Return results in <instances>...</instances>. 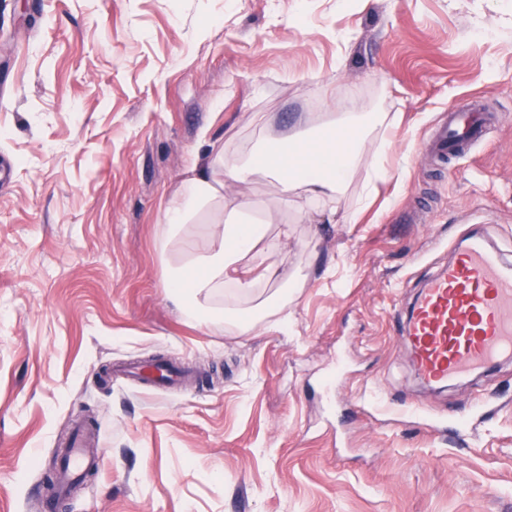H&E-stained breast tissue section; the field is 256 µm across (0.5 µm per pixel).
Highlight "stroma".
<instances>
[{"instance_id": "stroma-1", "label": "stroma", "mask_w": 512, "mask_h": 512, "mask_svg": "<svg viewBox=\"0 0 512 512\" xmlns=\"http://www.w3.org/2000/svg\"><path fill=\"white\" fill-rule=\"evenodd\" d=\"M0 512H512V359L423 383L400 321L462 235L512 266V0H0ZM340 99L388 113L331 224L264 178L294 288L241 333L183 321L159 219L205 139L238 155ZM501 116L427 154L449 111ZM160 357L190 384L104 371ZM99 466L43 476L72 427ZM392 149V142L384 135L379 138L378 147L372 156L367 167V175L364 184V191L359 199V207L362 208L364 203L370 197L374 185L382 180L387 171V156Z\"/></svg>"}]
</instances>
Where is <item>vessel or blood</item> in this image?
I'll return each mask as SVG.
<instances>
[{"label": "vessel or blood", "instance_id": "1", "mask_svg": "<svg viewBox=\"0 0 512 512\" xmlns=\"http://www.w3.org/2000/svg\"><path fill=\"white\" fill-rule=\"evenodd\" d=\"M492 123L470 107L449 113L431 147L444 154L476 145ZM455 252V259L420 290L402 326L414 349L415 369L428 383L444 384L512 355V269L475 237L461 240ZM130 374L162 385L176 384L184 376L172 366H136ZM85 446L83 436L73 439L60 491L91 467Z\"/></svg>", "mask_w": 512, "mask_h": 512}]
</instances>
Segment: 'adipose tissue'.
Here are the masks:
<instances>
[{
	"instance_id": "obj_1",
	"label": "adipose tissue",
	"mask_w": 512,
	"mask_h": 512,
	"mask_svg": "<svg viewBox=\"0 0 512 512\" xmlns=\"http://www.w3.org/2000/svg\"><path fill=\"white\" fill-rule=\"evenodd\" d=\"M338 108L336 115L323 122H300L279 145H266L245 160L225 156L223 146L214 143L196 155L161 218V247L175 252L183 243L181 232L186 225L209 227L204 253L190 264L170 266L165 276L167 296L185 318L203 327L219 317L246 332L263 316L281 309L288 297L289 289L283 284L253 307L219 311L207 305V298L229 283L239 296L253 295L261 280L273 279L274 273L268 269L256 279L241 272L242 263L258 261L266 252L286 248L292 237L287 224L273 230L266 224L225 217V181L244 182L260 173L299 207L322 200L333 202L346 195L363 147L372 137L377 138L378 147L367 167L365 192H372L384 178L392 143L379 137L378 132L385 125L386 113L359 112L344 101Z\"/></svg>"
}]
</instances>
